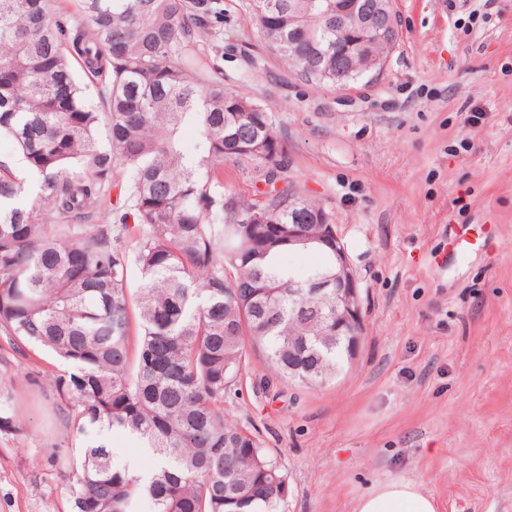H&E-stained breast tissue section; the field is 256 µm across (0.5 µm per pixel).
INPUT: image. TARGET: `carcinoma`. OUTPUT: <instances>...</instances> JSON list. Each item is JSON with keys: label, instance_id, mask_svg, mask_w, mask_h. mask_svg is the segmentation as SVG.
<instances>
[{"label": "carcinoma", "instance_id": "carcinoma-1", "mask_svg": "<svg viewBox=\"0 0 512 512\" xmlns=\"http://www.w3.org/2000/svg\"><path fill=\"white\" fill-rule=\"evenodd\" d=\"M76 2L64 25L50 0H0V137L36 178L27 203L26 181L0 163V336L26 361L43 351L66 366L20 373L53 401L47 462L70 512H281L288 473L224 418V396L253 361L315 389L357 358L362 327L338 335L336 305L288 291L336 272L334 224L288 183L270 109L206 76L190 49L216 35L221 0ZM252 2L268 47L318 83L380 73L399 39L392 0L339 16L345 0ZM76 62L104 78L99 103ZM226 161L261 172L265 197L224 194ZM300 251L322 257L303 281L281 262ZM114 430L156 466L115 465L101 439ZM0 434H24L5 382Z\"/></svg>", "mask_w": 512, "mask_h": 512}]
</instances>
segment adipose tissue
Returning a JSON list of instances; mask_svg holds the SVG:
<instances>
[{"instance_id":"1","label":"adipose tissue","mask_w":512,"mask_h":512,"mask_svg":"<svg viewBox=\"0 0 512 512\" xmlns=\"http://www.w3.org/2000/svg\"><path fill=\"white\" fill-rule=\"evenodd\" d=\"M436 497L411 478H396L370 486L352 501L351 512H440Z\"/></svg>"}]
</instances>
